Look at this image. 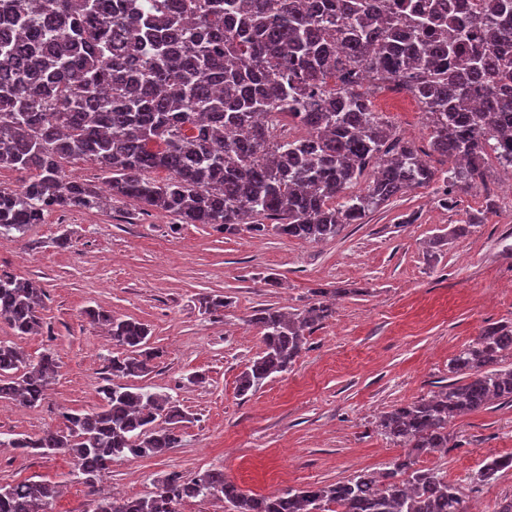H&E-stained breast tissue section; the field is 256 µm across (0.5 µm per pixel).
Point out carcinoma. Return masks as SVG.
<instances>
[{
    "mask_svg": "<svg viewBox=\"0 0 512 512\" xmlns=\"http://www.w3.org/2000/svg\"><path fill=\"white\" fill-rule=\"evenodd\" d=\"M512 0H0V168L29 173L0 188V236L24 235L56 208L92 209L102 195L69 181L62 161L94 163L110 195L183 224L234 235L272 231L322 242L390 200L439 180L424 154L371 107L394 83L422 105L431 151L448 158L440 203L485 184L486 156L512 168ZM288 123L307 139L277 134ZM372 179L352 192L367 170ZM167 172L157 180L152 173ZM44 291L0 269V319L18 336L41 328ZM108 327L117 354L101 403L63 425L10 441L22 452L66 450L93 488L112 462L161 456L181 442L184 412L130 384L156 352L148 327L85 310ZM332 315L262 308L250 323L263 348L238 379L244 395L288 372L306 334ZM512 323L485 327L449 361L456 379L394 406L377 421L406 449L390 468L276 495L243 491L210 469L168 474L151 497H100L85 512H179L216 498L226 512H467L447 475L418 466L446 452L448 425L512 402ZM45 351L31 359L0 340V401L36 407L55 377ZM512 472V455L483 461L480 482ZM58 486L31 478L0 485V512H52Z\"/></svg>",
    "mask_w": 512,
    "mask_h": 512,
    "instance_id": "cac0c4a2",
    "label": "carcinoma"
}]
</instances>
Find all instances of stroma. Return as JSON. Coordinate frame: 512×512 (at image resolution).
I'll return each instance as SVG.
<instances>
[{
  "label": "stroma",
  "mask_w": 512,
  "mask_h": 512,
  "mask_svg": "<svg viewBox=\"0 0 512 512\" xmlns=\"http://www.w3.org/2000/svg\"><path fill=\"white\" fill-rule=\"evenodd\" d=\"M371 102L428 151L431 130L410 93L386 86ZM488 166L486 185L459 193L451 207L440 205L436 186L419 187L319 243L246 230L227 236L131 199L53 211L23 236L0 239V267L46 295L37 334L16 338L0 320V340L33 358L51 351L58 364L40 406L0 404V438L41 434L60 426L64 412L100 404L113 346L86 317L90 307L147 325L159 356L135 384L171 397L187 416L177 448L116 459L95 488L79 483L68 452L4 447L0 483L56 482L54 512H84L92 498L153 495L172 472L191 478L220 468L244 491L276 495L389 468L404 450L378 434L379 415L434 391L449 377V360L484 327L512 322V196L501 191L512 172L493 158ZM467 222V236L450 237ZM443 234L448 243L430 251ZM209 297L224 299V308L208 310ZM320 300L334 313L293 368L239 395L238 377L261 350L249 323L256 310L300 311ZM449 430L455 448L422 455L420 466L445 471L469 502L493 512L512 495V474L485 485L475 475L482 460L512 454V404L460 417Z\"/></svg>",
  "instance_id": "1"
}]
</instances>
